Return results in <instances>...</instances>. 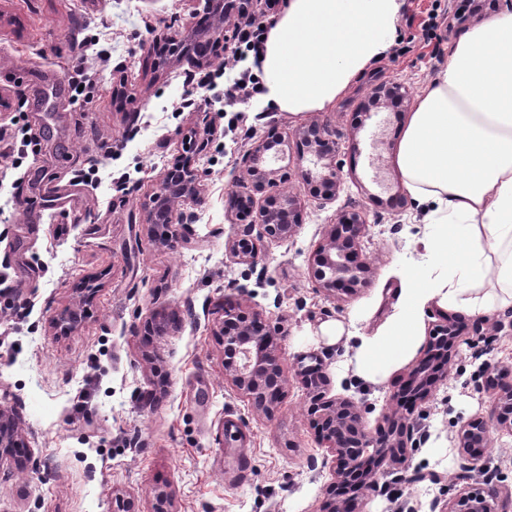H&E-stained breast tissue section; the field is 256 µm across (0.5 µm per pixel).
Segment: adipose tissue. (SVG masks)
<instances>
[{
	"label": "adipose tissue",
	"instance_id": "1",
	"mask_svg": "<svg viewBox=\"0 0 512 512\" xmlns=\"http://www.w3.org/2000/svg\"><path fill=\"white\" fill-rule=\"evenodd\" d=\"M399 9V0H288L258 55L264 104L291 115L331 105L392 46ZM392 155L408 193L441 215L424 247L443 273L405 270L397 311L355 354L370 380L413 357L430 305L482 315L471 292L485 277L512 299V11L449 43Z\"/></svg>",
	"mask_w": 512,
	"mask_h": 512
}]
</instances>
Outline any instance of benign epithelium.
Masks as SVG:
<instances>
[{
  "label": "benign epithelium",
  "mask_w": 512,
  "mask_h": 512,
  "mask_svg": "<svg viewBox=\"0 0 512 512\" xmlns=\"http://www.w3.org/2000/svg\"><path fill=\"white\" fill-rule=\"evenodd\" d=\"M202 5L203 21L187 36L168 39V49L155 66L169 62L204 65L213 41L211 33H228L225 0H194ZM377 94L385 99L409 98L408 90L397 83H381ZM311 148L323 172L301 176L316 184L318 196L330 202L342 190L341 166L336 161L338 146L328 126L313 121L291 132ZM289 140L279 137L256 143L243 158L238 181L247 193H232L236 204L230 210V223L237 225L227 242L230 258L237 264L254 266L261 248L253 238V227H263L267 238L286 241L297 233L302 223V203L282 185L284 168L267 164L268 158H285ZM202 174L191 164L177 167L166 174L159 188L144 207L143 223L157 230L161 244L171 246L182 239L179 228L184 219L178 206L185 200L201 201ZM368 235L366 217L356 211L344 210L337 223L325 230L312 252L310 277L316 291L332 297L338 291L354 292L370 282L371 264L362 257V245ZM224 320L216 334L224 346V376L251 407L267 418L274 416L284 397L287 375L278 336L279 324L259 317L247 320L228 305H221ZM437 321L421 357L403 374L399 389L389 398L382 413L383 427L371 432L366 423L367 406L348 397L328 396L325 368L328 354L312 353L297 362L298 375L308 397V415L319 439L333 456L334 481L326 490L321 512H363L364 501L382 494L380 480L393 471L407 468L408 450L418 448L427 440L413 414L418 406L428 403L436 388L448 377L459 352L457 339L476 336L483 340L509 327L490 317L461 322L457 315L440 308L432 309ZM478 388L490 394V419L470 418L461 422L455 436L460 468L466 475L484 471L485 454L490 446L491 431L512 432V371L484 365ZM21 434L13 410L0 407V452L21 448ZM484 490L475 492L464 487L446 504L434 503L439 512H512V487L482 480Z\"/></svg>",
  "instance_id": "benign-epithelium-1"
}]
</instances>
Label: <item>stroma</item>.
I'll list each match as a JSON object with an SVG mask.
<instances>
[{"mask_svg":"<svg viewBox=\"0 0 512 512\" xmlns=\"http://www.w3.org/2000/svg\"><path fill=\"white\" fill-rule=\"evenodd\" d=\"M460 0H401L397 37L409 53L387 51L329 107L291 115L246 106L242 130L225 133L211 103L220 90L188 85L185 66L152 71V45L198 22L192 0H0V125L18 123L41 150L18 161L0 157V406L13 408L36 469L0 460V512H113L117 495L153 512L167 489L175 512H319L332 456L317 443L306 413L297 360L331 355L330 392L372 404L366 420L397 390L405 366L369 382L355 374L361 337L397 309L402 273L439 270L423 245V208L392 160L410 102L375 100L378 83L397 82L417 97L448 62V44L468 26L446 19ZM441 9L435 36L422 22ZM112 58H87L85 39ZM84 67L90 111L72 102L68 74ZM196 102L180 111L183 100ZM338 143L345 189L332 203L312 197L300 176L312 166L305 147L290 146L284 184L301 199L304 222L290 241H263L256 266L225 250L233 232L226 211L242 158L262 138L283 136L311 120ZM204 175L203 199L184 204L190 242L161 245L142 224V208L165 172L183 156ZM131 177L128 193L112 179ZM362 211L369 225L363 253L369 285L328 298L309 278V256L337 210ZM280 324L288 385L275 417L257 416L224 377V352L212 330L217 301ZM80 327L52 326L71 310ZM179 321L166 335L146 326L161 315ZM341 325L332 341L326 330ZM461 355L434 398L416 415L428 439L412 449L410 469L437 471V484L390 481L365 512H430L450 497L459 472L454 437L461 421L488 417L489 396L477 371L512 368V335L492 347L461 343ZM244 433L227 446L226 424Z\"/></svg>","mask_w":512,"mask_h":512,"instance_id":"obj_1","label":"stroma"}]
</instances>
